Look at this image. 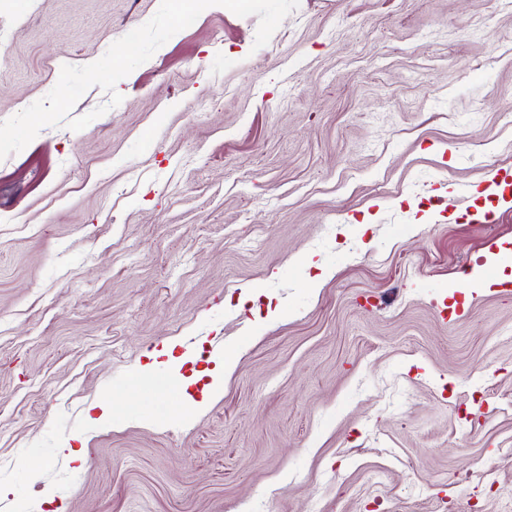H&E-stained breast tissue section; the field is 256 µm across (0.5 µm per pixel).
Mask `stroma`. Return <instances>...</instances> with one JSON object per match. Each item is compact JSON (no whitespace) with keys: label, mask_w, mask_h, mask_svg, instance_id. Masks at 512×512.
Here are the masks:
<instances>
[{"label":"stroma","mask_w":512,"mask_h":512,"mask_svg":"<svg viewBox=\"0 0 512 512\" xmlns=\"http://www.w3.org/2000/svg\"><path fill=\"white\" fill-rule=\"evenodd\" d=\"M159 5L0 0V122ZM257 27L205 9L0 160V512H512V0ZM233 362V355L231 352H228L224 357V362L219 367H214L210 370L207 369L204 372L194 375L195 381L199 380L202 376H210L212 378V382L207 385L208 393L201 401L195 403L196 408L204 407L211 397L221 392L223 389L224 375L232 368Z\"/></svg>","instance_id":"35a3bbf8"}]
</instances>
